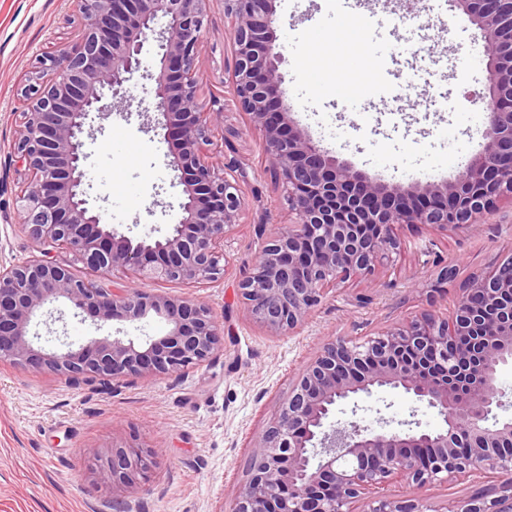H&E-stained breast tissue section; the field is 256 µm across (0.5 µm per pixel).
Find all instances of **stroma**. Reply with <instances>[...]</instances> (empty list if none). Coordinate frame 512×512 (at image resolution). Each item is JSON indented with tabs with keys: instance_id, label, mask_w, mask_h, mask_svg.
<instances>
[{
	"instance_id": "1",
	"label": "stroma",
	"mask_w": 512,
	"mask_h": 512,
	"mask_svg": "<svg viewBox=\"0 0 512 512\" xmlns=\"http://www.w3.org/2000/svg\"><path fill=\"white\" fill-rule=\"evenodd\" d=\"M365 9L344 18L359 27L367 15L384 23V38L437 37L422 50L412 86L396 98L366 93L372 109L352 111L333 87L300 71L299 55L312 40L332 34L337 23L327 0H276L275 46L286 90L283 107L294 125L354 170L389 183L454 179L485 143L482 112L472 101L486 90L484 43L462 11L442 4L427 10L416 0L404 12L399 0H363ZM81 21L65 0H0V157H6L20 118L17 90L41 53L72 44ZM156 41L145 42L141 68L124 86V101L111 116L90 113L83 140L84 170L111 179L107 195L98 179L85 178L90 208L112 215V225L132 238L165 236L177 221L182 197L179 173L170 166V143L155 109L159 69ZM232 20L224 0H210L199 59L203 100L224 105L212 127L215 163H245L244 208L225 246L224 280L195 288L167 281L149 291L188 296L207 303L224 323V349L182 373L78 387L50 372L0 364V512H221L245 477L248 445L275 413L307 362L326 342L360 337L429 310L443 313L448 299L432 288L439 269L456 266L459 280L488 272L512 255V203L503 201L482 216L474 231L449 234L426 226H400L401 252L385 265L380 286L356 280L339 285L292 333L272 336L246 317L237 282L251 269L259 246L255 226L285 224L291 213L281 185L271 175L263 136L232 102ZM12 195H0V267L30 259L37 249L16 223ZM359 295L368 304L355 305ZM115 323L95 329L70 303L45 305L30 325L45 349L111 334ZM416 419L420 429L440 428L433 409L386 390L340 404L337 420L377 428L378 416ZM135 444L154 450L146 480L113 493L98 473V460L111 447ZM483 479L448 478L421 491L392 482L397 500L420 497L429 512L448 500L469 497Z\"/></svg>"
}]
</instances>
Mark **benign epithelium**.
Here are the masks:
<instances>
[{"instance_id": "7a95c632", "label": "benign epithelium", "mask_w": 512, "mask_h": 512, "mask_svg": "<svg viewBox=\"0 0 512 512\" xmlns=\"http://www.w3.org/2000/svg\"><path fill=\"white\" fill-rule=\"evenodd\" d=\"M210 0H67L81 19L77 40L38 59L20 90V122L0 175L11 187L17 223L39 255L0 268V362L62 375L73 386L93 379L159 377L183 372L224 348V324L188 297L148 293L135 283L195 286L225 276L224 241L239 223L243 197L237 164L210 161L212 116L198 103L197 60ZM480 30L490 74L485 144L445 183L404 189L352 170L295 131L282 109V55L274 51V0H224L233 19L232 98L263 133L269 170L281 182L293 221L260 224L259 256L237 284L244 311L271 333L305 322L326 294L353 277L374 279L400 251L394 226L441 232L475 228L502 198L512 201V0H453ZM156 109L180 171L181 218L162 238L134 239L88 207L82 136L90 112H102L140 67L159 20ZM17 175L10 182V174ZM71 253L87 269L121 280L103 288L55 259ZM63 298L97 327L154 314L168 329L145 340L91 337L47 351L30 322ZM512 362V256L464 281L446 316L421 313L362 341L323 344L278 412L255 432L246 480L228 512H427L419 499L393 500L385 485L420 490L449 476L498 474L499 481L442 512H512V418L501 419L498 367ZM387 387L433 408L445 428L404 432L330 421L336 404ZM153 452L112 448L99 471L120 492L145 478Z\"/></svg>"}]
</instances>
